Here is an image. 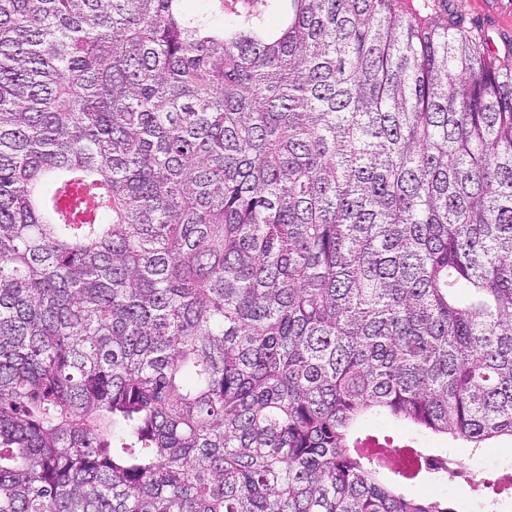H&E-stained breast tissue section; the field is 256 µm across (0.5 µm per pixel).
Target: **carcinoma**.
Here are the masks:
<instances>
[{
	"mask_svg": "<svg viewBox=\"0 0 512 512\" xmlns=\"http://www.w3.org/2000/svg\"><path fill=\"white\" fill-rule=\"evenodd\" d=\"M185 2L0 0V512H512L403 492L512 439V65L446 0Z\"/></svg>",
	"mask_w": 512,
	"mask_h": 512,
	"instance_id": "cac0c4a2",
	"label": "carcinoma"
}]
</instances>
